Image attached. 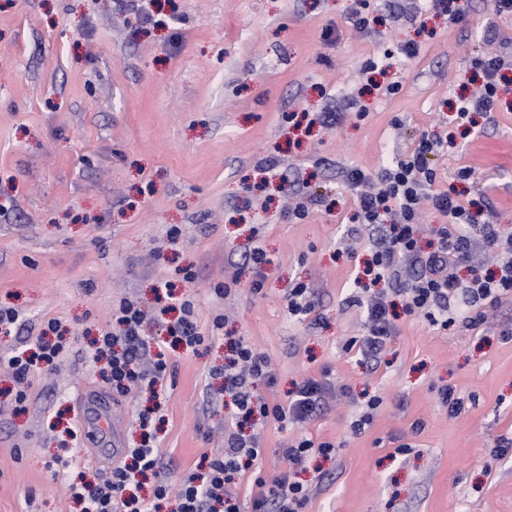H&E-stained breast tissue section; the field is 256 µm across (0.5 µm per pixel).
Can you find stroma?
<instances>
[{"label":"stroma","instance_id":"1","mask_svg":"<svg viewBox=\"0 0 512 512\" xmlns=\"http://www.w3.org/2000/svg\"><path fill=\"white\" fill-rule=\"evenodd\" d=\"M464 3L452 25L425 0H370L365 34L342 20L349 0H166L151 12L142 0H0V308L19 313L0 334V512H80L77 473L109 478L79 434V390L106 386L92 341L122 300L153 312L169 288L191 296L206 338L168 351L149 428L171 485L224 450V339L240 336L271 361L255 386L268 401L307 377L347 388L305 423L263 426V456L235 486L242 512L255 477L284 472L281 448L302 437L337 448L300 473L303 512H512V448L498 450L512 440V299L473 327L464 306L445 329L399 312L375 362L347 347L365 332L349 299L382 233L348 231L352 170L377 174L438 141L433 191L488 197L478 222L512 235V90L466 138L450 108L477 87L485 27L512 55V15ZM463 167L470 180H457ZM257 245L271 259L258 272L244 261ZM300 282L306 316L288 311ZM51 319L68 344L15 410L7 358ZM445 386L460 413L441 404ZM151 404L145 383L113 396L125 448L140 447ZM310 289L305 283H297L294 288L288 291V310L291 314L306 316L313 310L309 299Z\"/></svg>","mask_w":512,"mask_h":512}]
</instances>
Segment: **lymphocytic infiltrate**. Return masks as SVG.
<instances>
[{
    "mask_svg": "<svg viewBox=\"0 0 512 512\" xmlns=\"http://www.w3.org/2000/svg\"><path fill=\"white\" fill-rule=\"evenodd\" d=\"M504 66L500 56L475 60L474 68L483 84L478 95L457 102L458 119H470L475 112L492 116L499 102L498 75ZM437 147V142L421 139L405 159L382 169L381 187L374 192L362 190L364 173L350 172L347 182L357 199L352 220L384 227V241L368 267L375 279L398 277L399 266L404 262L416 267V275L399 290L406 313L421 315L431 324L445 327L451 322L450 305L461 299L473 309L470 323L475 326L484 320V306L512 298V236L502 235L498 225L475 223L468 206L450 193L433 192L435 172L429 157ZM427 201L448 221L432 226L436 246L425 254L418 240L422 205ZM480 249L497 252L495 271L484 275L472 269L470 279H461L458 268L470 267ZM352 303L363 310L367 331L352 338L350 346L364 359L378 360L395 330L389 298L374 293L363 299L353 298ZM114 317V331L104 332L97 340L99 352L109 355L105 378L113 392L124 395L144 380H163L168 366L164 352L156 353L149 368L140 366L142 354L151 342L143 334L145 316L141 309L124 301ZM230 348L233 357L224 366V390L232 397L234 426L224 436L223 453L212 457L206 469L190 474L174 488L159 474L160 450L154 447L153 436H145L142 446L131 451L129 461L113 468L101 486L86 492L74 489L81 512H158L160 500L173 489L181 501L180 512H212L217 504L222 512H241L239 498L230 485L235 476L249 470L263 454L262 443L253 435V428L272 421L305 422L327 399L334 397L335 391L329 383L309 377L298 384L287 402H268L253 390L257 381L271 376L266 357L241 338L232 341ZM64 349L60 341L38 344L32 352L18 349L9 357L8 365L14 378L22 382L34 371L54 366ZM334 452L332 443L316 444L308 439L282 448L288 469L274 480L269 491L254 498V512H267L271 506L277 512H302L308 494L305 485L295 479L298 470L311 454L327 457ZM150 473L157 475L158 480L152 500L146 501L136 491L141 486V477Z\"/></svg>",
    "mask_w": 512,
    "mask_h": 512,
    "instance_id": "1",
    "label": "lymphocytic infiltrate"
}]
</instances>
